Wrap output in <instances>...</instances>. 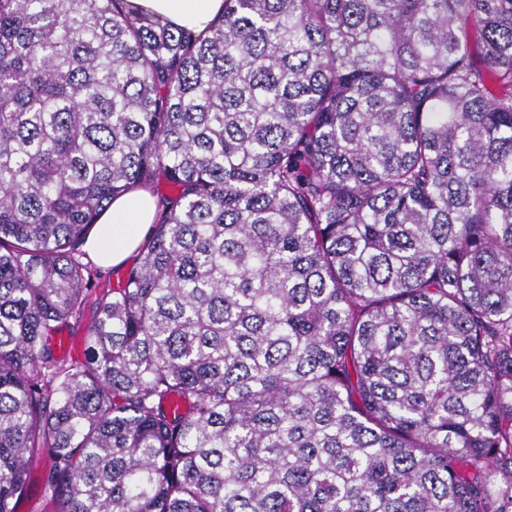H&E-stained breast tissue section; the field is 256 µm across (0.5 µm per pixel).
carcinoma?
Segmentation results:
<instances>
[{"label":"carcinoma","instance_id":"carcinoma-1","mask_svg":"<svg viewBox=\"0 0 512 512\" xmlns=\"http://www.w3.org/2000/svg\"><path fill=\"white\" fill-rule=\"evenodd\" d=\"M39 462L42 512H512V0H0V512ZM144 11L160 16L175 28L206 36L211 23L224 13V0H129ZM155 211L151 195L143 190H134L115 199L99 217L83 250L100 265L111 267L104 272L101 270L105 277L102 282L107 288L117 287L119 278H123L125 272L136 263L137 253L122 264L149 235Z\"/></svg>","mask_w":512,"mask_h":512}]
</instances>
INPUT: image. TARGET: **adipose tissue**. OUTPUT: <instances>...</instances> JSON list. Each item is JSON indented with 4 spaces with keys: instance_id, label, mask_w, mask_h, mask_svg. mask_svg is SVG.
Masks as SVG:
<instances>
[{
    "instance_id": "obj_1",
    "label": "adipose tissue",
    "mask_w": 512,
    "mask_h": 512,
    "mask_svg": "<svg viewBox=\"0 0 512 512\" xmlns=\"http://www.w3.org/2000/svg\"><path fill=\"white\" fill-rule=\"evenodd\" d=\"M133 5L160 16L173 27L206 36L211 23L224 12V0H131ZM156 207L143 190L115 199L98 219L83 249L100 265L124 263L149 235Z\"/></svg>"
}]
</instances>
